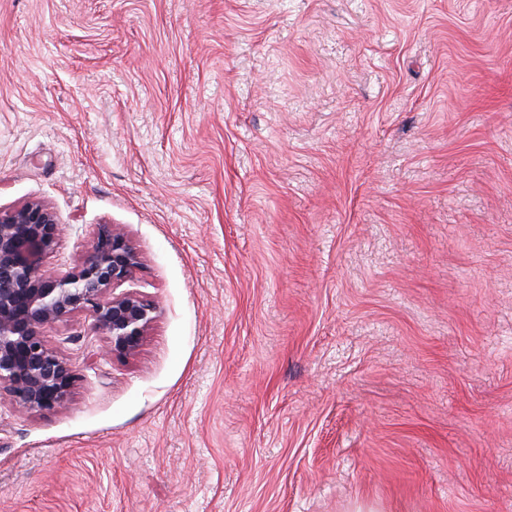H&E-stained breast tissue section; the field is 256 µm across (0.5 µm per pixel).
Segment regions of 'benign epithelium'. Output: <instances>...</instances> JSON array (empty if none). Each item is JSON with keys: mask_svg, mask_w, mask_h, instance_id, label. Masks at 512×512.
Here are the masks:
<instances>
[{"mask_svg": "<svg viewBox=\"0 0 512 512\" xmlns=\"http://www.w3.org/2000/svg\"><path fill=\"white\" fill-rule=\"evenodd\" d=\"M62 231L56 214L40 201L0 210V395L31 412L62 406L77 379L74 366L49 344L46 328L83 311L109 353L128 357L139 351L158 317L154 302L114 292L133 277L140 257L110 224L99 227L76 270H45L43 260Z\"/></svg>", "mask_w": 512, "mask_h": 512, "instance_id": "1", "label": "benign epithelium"}]
</instances>
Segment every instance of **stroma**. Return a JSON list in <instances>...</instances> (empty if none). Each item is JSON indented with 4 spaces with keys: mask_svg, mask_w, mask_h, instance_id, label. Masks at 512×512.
Listing matches in <instances>:
<instances>
[{
    "mask_svg": "<svg viewBox=\"0 0 512 512\" xmlns=\"http://www.w3.org/2000/svg\"><path fill=\"white\" fill-rule=\"evenodd\" d=\"M99 225L139 352L48 329L0 512H512V0H0V210Z\"/></svg>",
    "mask_w": 512,
    "mask_h": 512,
    "instance_id": "35a3bbf8",
    "label": "stroma"
}]
</instances>
